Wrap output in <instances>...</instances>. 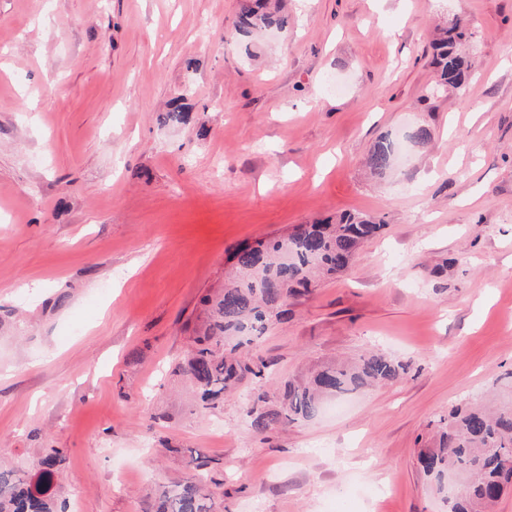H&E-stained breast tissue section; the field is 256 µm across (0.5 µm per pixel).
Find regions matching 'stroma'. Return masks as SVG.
I'll list each match as a JSON object with an SVG mask.
<instances>
[{
  "label": "stroma",
  "instance_id": "obj_1",
  "mask_svg": "<svg viewBox=\"0 0 512 512\" xmlns=\"http://www.w3.org/2000/svg\"><path fill=\"white\" fill-rule=\"evenodd\" d=\"M278 4L243 37L241 0H0V459L66 449L68 512H144L189 448L218 512H450L418 452L512 388V0ZM454 21L461 92L431 64ZM344 213L381 236L251 353L270 388L370 350L408 373L263 434L250 386L201 412L176 367L236 248Z\"/></svg>",
  "mask_w": 512,
  "mask_h": 512
}]
</instances>
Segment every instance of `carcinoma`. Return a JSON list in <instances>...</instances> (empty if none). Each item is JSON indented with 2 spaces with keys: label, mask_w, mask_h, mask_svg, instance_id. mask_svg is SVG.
Listing matches in <instances>:
<instances>
[{
  "label": "carcinoma",
  "mask_w": 512,
  "mask_h": 512,
  "mask_svg": "<svg viewBox=\"0 0 512 512\" xmlns=\"http://www.w3.org/2000/svg\"><path fill=\"white\" fill-rule=\"evenodd\" d=\"M287 26L288 17L267 10V0H243L236 21L238 33L245 36ZM466 39L455 22L434 44L440 85L459 91L467 87L471 65L458 52ZM392 157V143L382 141L368 165L382 172ZM383 228L371 216L346 213L334 224H299L284 240L238 248L230 281L221 291L202 298L206 321L191 337L182 366L197 405L216 409L224 394L250 382L251 425L264 433L314 417L329 397L402 378L408 365L372 353L354 364L328 366L306 382L288 381L271 392L261 382L266 364L241 351L271 325L288 318L289 300L310 292L322 277L344 272L359 245ZM66 454L64 448L44 449L32 472L0 463V512H65L52 487ZM183 464L185 478L163 491L149 505L151 512H214L222 495L224 467L198 452L185 455ZM420 464L440 494L448 488V479H456L460 493L452 498V512H477L495 504L512 487V391L490 405L471 401L454 408L439 421L438 443L420 452Z\"/></svg>",
  "instance_id": "1"
}]
</instances>
